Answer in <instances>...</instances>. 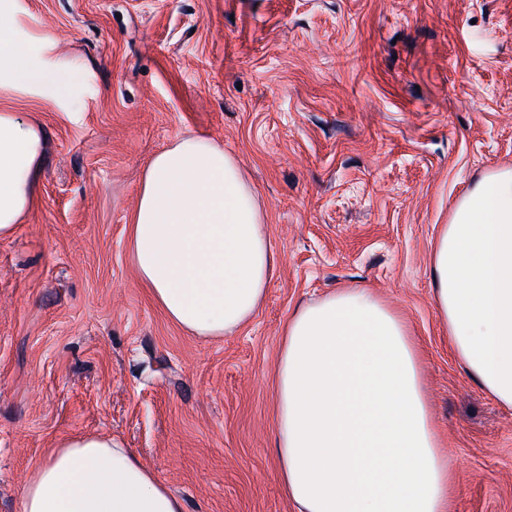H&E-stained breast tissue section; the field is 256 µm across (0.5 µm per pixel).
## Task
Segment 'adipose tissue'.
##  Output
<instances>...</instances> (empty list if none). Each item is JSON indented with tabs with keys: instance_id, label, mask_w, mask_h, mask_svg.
<instances>
[{
	"instance_id": "adipose-tissue-1",
	"label": "adipose tissue",
	"mask_w": 512,
	"mask_h": 512,
	"mask_svg": "<svg viewBox=\"0 0 512 512\" xmlns=\"http://www.w3.org/2000/svg\"><path fill=\"white\" fill-rule=\"evenodd\" d=\"M54 65L19 36L0 0V92L55 95ZM44 131L0 112V239L34 205ZM140 280L196 336L247 324L276 257L234 157L188 136L147 164L132 219ZM432 302L467 374L512 408V169L476 184L441 228ZM278 480L297 512H451L456 474L426 395L406 320L365 289L295 310L276 367ZM20 512H184L128 449L75 436L25 482Z\"/></svg>"
}]
</instances>
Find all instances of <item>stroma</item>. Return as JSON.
Masks as SVG:
<instances>
[{
  "instance_id": "1",
  "label": "stroma",
  "mask_w": 512,
  "mask_h": 512,
  "mask_svg": "<svg viewBox=\"0 0 512 512\" xmlns=\"http://www.w3.org/2000/svg\"><path fill=\"white\" fill-rule=\"evenodd\" d=\"M62 97L0 94L45 132L34 208L0 239V512L62 440L108 435L185 512H294L275 371L300 306L364 288L419 341L455 465L452 512H512V409L453 356L434 243L512 169V0H15ZM231 154L277 256L224 336L172 323L139 281L131 218L183 136Z\"/></svg>"
}]
</instances>
